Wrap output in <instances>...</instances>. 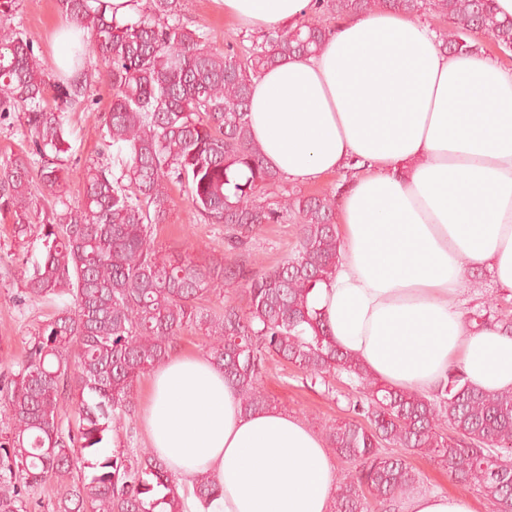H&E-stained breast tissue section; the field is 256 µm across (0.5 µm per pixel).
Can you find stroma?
<instances>
[{"label": "stroma", "mask_w": 512, "mask_h": 512, "mask_svg": "<svg viewBox=\"0 0 512 512\" xmlns=\"http://www.w3.org/2000/svg\"><path fill=\"white\" fill-rule=\"evenodd\" d=\"M183 22L190 29L206 31L211 44L220 49L249 39L248 32L225 15L220 0H187ZM11 23L34 36L45 65L53 66L56 38L67 26L57 0H19ZM95 88L94 111L79 108L69 115L72 155L67 191L73 201L82 196L85 167L103 158L104 115L111 97L103 82H96ZM171 195L172 210L166 221L154 230V244L160 253L187 256L198 262L225 254L223 225L200 223L182 187L173 186ZM295 241V225L268 224L250 240L248 248L259 267L270 268L291 253ZM22 255L38 257L39 249L33 243L20 244L12 235L11 224L0 222V356L20 355L28 332L52 312L50 306L41 302L20 300L18 258ZM262 383L274 406L295 416L313 431H320L322 425L346 416L344 400H333L321 388L305 386L297 370L286 362H268Z\"/></svg>", "instance_id": "35a3bbf8"}]
</instances>
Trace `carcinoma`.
<instances>
[{"label":"carcinoma","instance_id":"cac0c4a2","mask_svg":"<svg viewBox=\"0 0 512 512\" xmlns=\"http://www.w3.org/2000/svg\"><path fill=\"white\" fill-rule=\"evenodd\" d=\"M57 2L81 31L67 70L44 68L34 38L0 25V120L17 118L26 141L0 167V216L14 237L41 242L40 258L22 261L21 294L53 307L24 353L0 360V512H31L51 484L55 512H184L190 494L205 505L218 496L208 476L182 491L151 449L122 445L133 438L124 429L135 413V383L188 328L206 338V353L246 414L269 407L261 380L270 359L329 393L343 375L357 383L350 416L326 427L330 446L354 466L336 481L332 512H369L370 497L381 512H396L420 484L408 453L446 467L495 512H512V389L479 391L458 370L430 396L394 389L332 343L309 295L336 268V193L260 202L281 176L264 163L248 109L254 79L315 54L332 22L347 15L394 9L443 17L449 54L481 52L478 36L511 52L512 19L498 17L494 0H311L294 27L270 30L240 54L184 26L182 0H132L134 14L122 25L108 0ZM93 58L112 96L105 117L112 165H88L82 197L72 201L67 112L97 103L87 69ZM173 183L184 186L201 223L224 225L229 251L245 249L266 224L292 223L293 253L270 269L248 258L160 256L154 227L170 211ZM37 184L48 207L35 224ZM226 288L241 289L246 305L202 306ZM468 321L512 333L506 311Z\"/></svg>","mask_w":512,"mask_h":512}]
</instances>
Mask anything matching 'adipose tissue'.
Segmentation results:
<instances>
[{
	"label": "adipose tissue",
	"mask_w": 512,
	"mask_h": 512,
	"mask_svg": "<svg viewBox=\"0 0 512 512\" xmlns=\"http://www.w3.org/2000/svg\"><path fill=\"white\" fill-rule=\"evenodd\" d=\"M310 0H223L247 31L290 28ZM250 126L266 164L312 183L351 168L336 269L310 295L330 339L382 382L429 395L451 369L512 389V335L469 325L468 270L512 292V68L450 55L392 10L339 22L315 55L255 80ZM150 448L179 482L221 488L189 512H329L336 466L323 438L277 408L247 414L202 353L169 355L142 411Z\"/></svg>",
	"instance_id": "adipose-tissue-1"
}]
</instances>
